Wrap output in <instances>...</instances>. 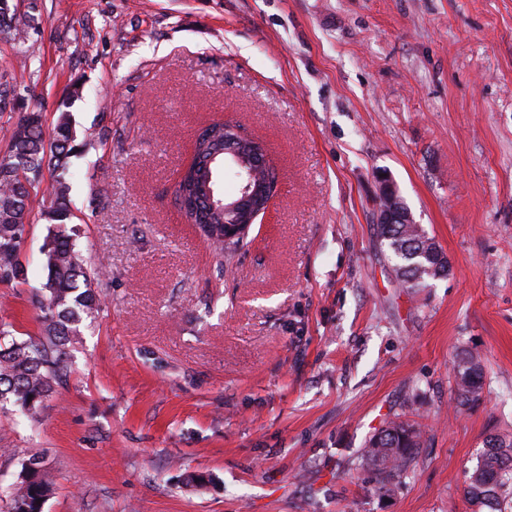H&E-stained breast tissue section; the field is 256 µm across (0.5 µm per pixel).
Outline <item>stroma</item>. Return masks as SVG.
Listing matches in <instances>:
<instances>
[{"instance_id":"35a3bbf8","label":"stroma","mask_w":512,"mask_h":512,"mask_svg":"<svg viewBox=\"0 0 512 512\" xmlns=\"http://www.w3.org/2000/svg\"><path fill=\"white\" fill-rule=\"evenodd\" d=\"M0 33L15 115L70 113L69 231L101 311L38 420L0 405V487L31 454L43 512H472L488 436L512 440V0H25ZM262 141L277 194L216 256L177 203L202 128ZM448 255L397 282L377 172ZM49 226L0 321L40 335ZM478 403L456 400L463 351ZM416 421V463L376 492L362 456ZM11 0H0V31L1 32H10L16 38L19 36L25 27H29L31 22L34 21V18L31 15L23 14L16 15L19 13L18 3H16L15 11L10 10L9 13L5 12V9L2 7V2Z\"/></svg>"}]
</instances>
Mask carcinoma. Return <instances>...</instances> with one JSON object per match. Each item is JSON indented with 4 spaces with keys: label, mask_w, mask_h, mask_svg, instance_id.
Segmentation results:
<instances>
[{
    "label": "carcinoma",
    "mask_w": 512,
    "mask_h": 512,
    "mask_svg": "<svg viewBox=\"0 0 512 512\" xmlns=\"http://www.w3.org/2000/svg\"><path fill=\"white\" fill-rule=\"evenodd\" d=\"M34 17L0 6V31L19 36ZM75 126L67 115H61L50 132H45L43 114L29 111L22 115L14 129L7 152L0 156V166L12 168L11 179L0 180V203L16 208L0 219V278L23 280L25 267L20 262L25 224L29 223L36 196L33 190L41 182L44 169L54 173L49 207L41 215L52 224L41 249L46 280L36 306L40 311L41 333L37 339L19 341L13 337L12 325L0 323V399L18 407L27 418L36 417L44 406L54 383L65 377L70 368L69 345L79 335V325L94 319L99 309L95 285L101 269L90 267L67 231L71 213L68 194L76 171L70 158L79 154L84 143L74 135ZM224 144V125L212 124L196 139L194 159L216 155L210 169L191 163L179 182L177 193L185 204L187 220L219 251L224 250L221 227L244 224L247 214L224 212L217 205L207 206L205 198L213 191L215 199L224 198L219 180L225 171L244 187L250 178L246 157L255 141L238 143L239 157L224 163L219 151ZM375 234L393 262L398 281L406 288H425L436 274L427 269L439 266L438 246L420 224H377ZM463 369L458 375L457 399L468 405L479 399L483 390V369L474 354L460 359ZM423 447L419 428L404 419L389 420L366 442L364 457L374 468L376 490L390 491L391 486L407 476L414 466L419 448ZM42 458L32 454L22 463L16 482L0 487V496L9 499L11 512H40L36 501H46L50 483L43 473H31ZM465 499L475 512H501L500 502L512 496V443L505 446L496 436L485 441V450L477 460L464 489Z\"/></svg>",
    "instance_id": "1"
}]
</instances>
